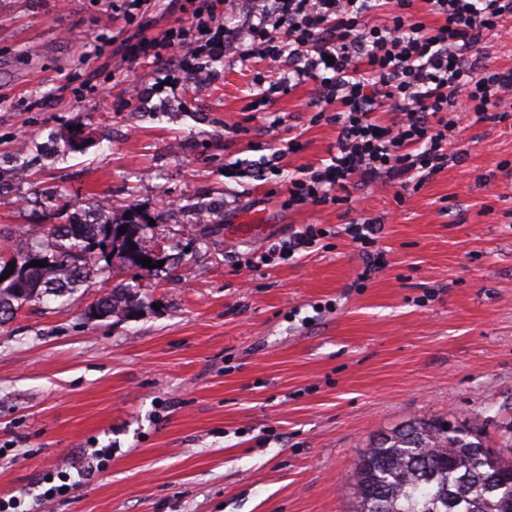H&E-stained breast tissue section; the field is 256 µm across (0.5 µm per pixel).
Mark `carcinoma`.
Returning <instances> with one entry per match:
<instances>
[{"label":"carcinoma","instance_id":"cac0c4a2","mask_svg":"<svg viewBox=\"0 0 512 512\" xmlns=\"http://www.w3.org/2000/svg\"><path fill=\"white\" fill-rule=\"evenodd\" d=\"M149 224L136 210L114 222L99 217L84 224L76 215L65 224L42 226L47 247L0 249V326L26 305L48 295L73 294L92 279L96 261L116 257L150 271L143 260ZM33 261L45 266L34 267ZM130 291L115 288L93 302L85 317L109 318L128 310ZM443 419H413L378 437L358 457L356 512H512V461L485 447L477 431Z\"/></svg>","mask_w":512,"mask_h":512}]
</instances>
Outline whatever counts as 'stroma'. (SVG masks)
I'll use <instances>...</instances> for the list:
<instances>
[{
  "label": "stroma",
  "instance_id": "obj_1",
  "mask_svg": "<svg viewBox=\"0 0 512 512\" xmlns=\"http://www.w3.org/2000/svg\"><path fill=\"white\" fill-rule=\"evenodd\" d=\"M124 25L105 0H0V244L133 206L160 215L163 261L98 262L0 326V512H355L358 455L412 418L475 423L512 458V119L456 114L461 162L405 202L292 207L289 177L337 137L312 84L252 112L254 72L279 70L229 59L133 100L112 82ZM359 218L383 222V268L342 231ZM309 226L313 247L266 255ZM113 288L131 312L87 320Z\"/></svg>",
  "mask_w": 512,
  "mask_h": 512
}]
</instances>
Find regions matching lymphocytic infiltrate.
<instances>
[{
    "label": "lymphocytic infiltrate",
    "mask_w": 512,
    "mask_h": 512,
    "mask_svg": "<svg viewBox=\"0 0 512 512\" xmlns=\"http://www.w3.org/2000/svg\"><path fill=\"white\" fill-rule=\"evenodd\" d=\"M414 2L249 0L236 31L224 25L230 0H184L182 18L160 35L127 36L122 60L133 67L147 58L163 68L154 95L175 89L179 74L202 75L229 57L286 64L276 81L256 75L258 107L310 82L312 122L338 128L328 163L289 178V206L339 204L343 193L378 183L409 195L454 159L448 113L512 117V69L474 57L487 37L502 34L512 0H425L437 17L432 25L416 17ZM384 110L391 123L379 121Z\"/></svg>",
    "instance_id": "obj_1"
}]
</instances>
